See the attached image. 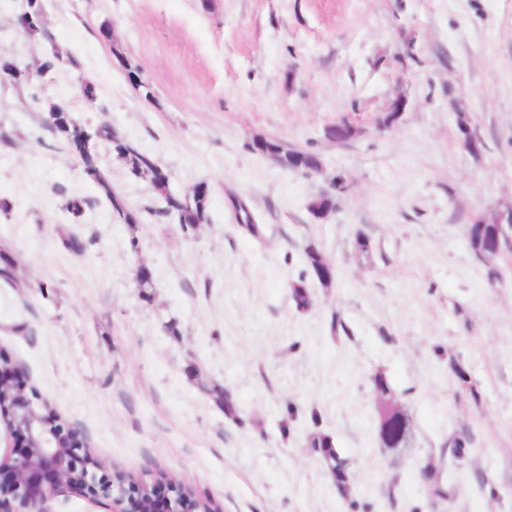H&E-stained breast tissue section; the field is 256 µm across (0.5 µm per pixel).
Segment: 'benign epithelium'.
I'll return each mask as SVG.
<instances>
[{
    "label": "benign epithelium",
    "instance_id": "7a95c632",
    "mask_svg": "<svg viewBox=\"0 0 512 512\" xmlns=\"http://www.w3.org/2000/svg\"><path fill=\"white\" fill-rule=\"evenodd\" d=\"M328 138L343 143L355 134L342 120L329 127ZM98 142L86 128L72 142V153L81 157L94 151ZM13 361L0 355V425L5 426L6 459L0 460V512H42L41 505L56 494L79 490L99 502H109V512H156L155 493L170 490L167 512H199L195 493L173 480L146 482L129 476L108 477L84 450L75 432L53 418L46 402L26 393L18 381Z\"/></svg>",
    "mask_w": 512,
    "mask_h": 512
}]
</instances>
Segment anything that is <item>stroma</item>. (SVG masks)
<instances>
[{
    "label": "stroma",
    "instance_id": "obj_1",
    "mask_svg": "<svg viewBox=\"0 0 512 512\" xmlns=\"http://www.w3.org/2000/svg\"><path fill=\"white\" fill-rule=\"evenodd\" d=\"M20 3L0 0V49L34 68L46 46L22 34ZM46 9L66 63L0 85V258L15 268L0 352L27 389L108 471L163 473L223 512H512V254L479 259L467 238L512 210V0ZM46 100L112 126L172 189L207 185L210 223L144 212L130 235L42 126ZM460 112L480 153L459 145ZM345 119L356 135L329 140ZM261 136L318 154L321 173L254 152ZM98 163L132 205L162 207L111 145ZM329 191L334 211L314 218ZM71 197L92 201L76 223ZM310 244L336 267L329 285L302 260ZM143 265L153 287L137 285ZM299 279L315 295L303 311ZM378 373L408 421L397 448L379 437ZM318 434L346 460L347 494Z\"/></svg>",
    "mask_w": 512,
    "mask_h": 512
}]
</instances>
